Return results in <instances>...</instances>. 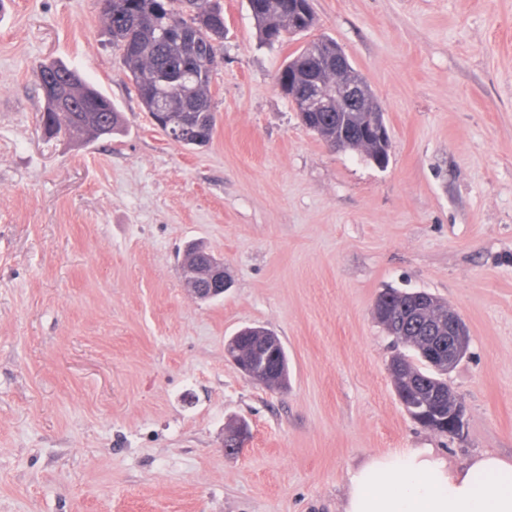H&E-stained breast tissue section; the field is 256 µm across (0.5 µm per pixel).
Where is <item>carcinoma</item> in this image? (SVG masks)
I'll list each match as a JSON object with an SVG mask.
<instances>
[{
  "label": "carcinoma",
  "instance_id": "1",
  "mask_svg": "<svg viewBox=\"0 0 512 512\" xmlns=\"http://www.w3.org/2000/svg\"><path fill=\"white\" fill-rule=\"evenodd\" d=\"M260 42L273 47L293 38L294 30L311 31L316 17L309 0H248ZM111 25L112 42L123 53L125 72L133 84L139 101L147 112L155 110V103H167L169 126L196 131L203 127L213 137L215 125L211 95L212 78L205 81L180 82L170 78L167 68L190 64L175 39L176 29L191 35L195 52L222 60L220 39L224 37V14L217 0H112L111 10L104 15ZM292 66H283L277 74V85L283 94L288 86L298 87L314 73L316 57L294 50ZM54 72L67 75L59 93L66 106L51 101L45 85V75ZM37 84L42 91L44 108L41 126L44 133L53 136L61 129L70 138L85 140L109 136L120 130L121 114L112 101L91 87L74 70L58 62H42L36 67ZM97 105L100 111L88 123L83 110ZM367 112H305L302 122L329 148L350 149L371 153L366 158L379 163L384 159L380 148L370 142ZM208 260L207 250L198 245L188 247L185 265L199 266ZM436 313L434 307L427 313L415 311V297L407 292L387 290L378 296V315L386 333L396 342L411 349L415 356L398 353L396 357L405 366L404 371L392 374L394 388L400 389L427 411L435 424L434 432L447 434V420L435 416L440 409H448V380L444 372H428L419 348L423 326Z\"/></svg>",
  "mask_w": 512,
  "mask_h": 512
}]
</instances>
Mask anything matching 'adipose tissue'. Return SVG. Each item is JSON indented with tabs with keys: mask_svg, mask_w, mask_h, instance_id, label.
<instances>
[{
	"mask_svg": "<svg viewBox=\"0 0 512 512\" xmlns=\"http://www.w3.org/2000/svg\"><path fill=\"white\" fill-rule=\"evenodd\" d=\"M343 512H512V460L452 466L431 448L373 455L350 470Z\"/></svg>",
	"mask_w": 512,
	"mask_h": 512,
	"instance_id": "1",
	"label": "adipose tissue"
}]
</instances>
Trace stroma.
I'll return each instance as SVG.
<instances>
[{"instance_id":"obj_1","label":"stroma","mask_w":512,"mask_h":512,"mask_svg":"<svg viewBox=\"0 0 512 512\" xmlns=\"http://www.w3.org/2000/svg\"><path fill=\"white\" fill-rule=\"evenodd\" d=\"M220 3L196 149L143 111L97 0L0 7V512H342L375 454L512 459V0H311L313 36L384 111V168L302 123L275 85L295 42L261 45L247 0ZM53 60L126 133L44 137L34 69ZM191 242L223 258V297L185 290ZM389 288L469 328L459 435L398 400L372 313ZM245 326L279 336L287 389L226 360ZM238 418L252 438L230 456Z\"/></svg>"}]
</instances>
